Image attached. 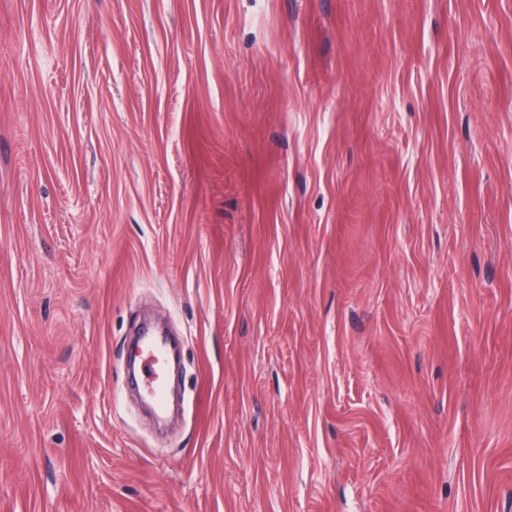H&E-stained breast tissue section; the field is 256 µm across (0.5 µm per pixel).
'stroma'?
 <instances>
[{
	"instance_id": "stroma-1",
	"label": "stroma",
	"mask_w": 512,
	"mask_h": 512,
	"mask_svg": "<svg viewBox=\"0 0 512 512\" xmlns=\"http://www.w3.org/2000/svg\"><path fill=\"white\" fill-rule=\"evenodd\" d=\"M0 512H512V0H0ZM139 360L145 382L153 389L155 407L159 413H163L165 411V395L157 362L154 357Z\"/></svg>"
}]
</instances>
